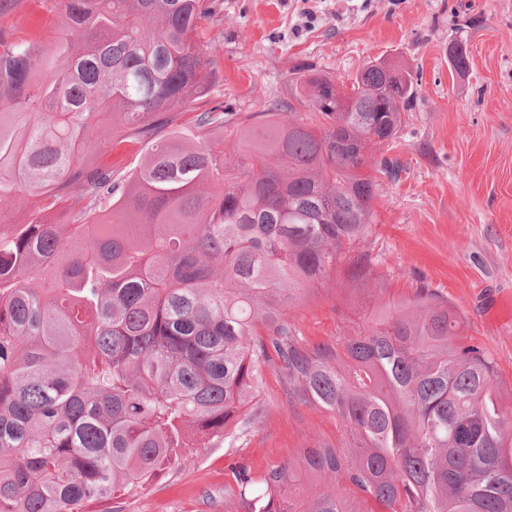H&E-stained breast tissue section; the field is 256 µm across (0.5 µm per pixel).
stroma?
Segmentation results:
<instances>
[{
  "label": "stroma",
  "instance_id": "obj_1",
  "mask_svg": "<svg viewBox=\"0 0 512 512\" xmlns=\"http://www.w3.org/2000/svg\"><path fill=\"white\" fill-rule=\"evenodd\" d=\"M203 37L216 44L207 70L210 105L254 116L287 102L288 72L316 66L334 81L380 59L411 72L418 95L389 157L399 182L382 180L368 247L400 299L426 282L466 318L497 365V388L512 399V0H208ZM318 18L305 27L303 10ZM65 19L61 0H0V44L48 47ZM465 42L456 71L448 45ZM87 148L80 164L138 168L146 142ZM350 289L327 286L290 311L310 342L335 339L358 307ZM256 423L233 448H200L116 503L114 512H233L232 464L260 473L321 441H335V416L293 406L273 371L259 385Z\"/></svg>",
  "mask_w": 512,
  "mask_h": 512
}]
</instances>
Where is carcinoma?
Returning <instances> with one entry per match:
<instances>
[{
  "label": "carcinoma",
  "instance_id": "carcinoma-1",
  "mask_svg": "<svg viewBox=\"0 0 512 512\" xmlns=\"http://www.w3.org/2000/svg\"><path fill=\"white\" fill-rule=\"evenodd\" d=\"M64 7L52 60L0 50V204L37 201L0 223V512H108L191 449L234 447L265 368L343 433L232 466L237 512H512V404L448 299L422 282L330 342L288 318L332 281L386 292L365 243L402 166L368 156L412 111L411 73L375 60L345 88L298 65L295 119L215 105L190 141L156 140L206 95L208 0ZM108 112L150 142L125 180L75 167ZM214 126L238 130L231 165Z\"/></svg>",
  "mask_w": 512,
  "mask_h": 512
}]
</instances>
